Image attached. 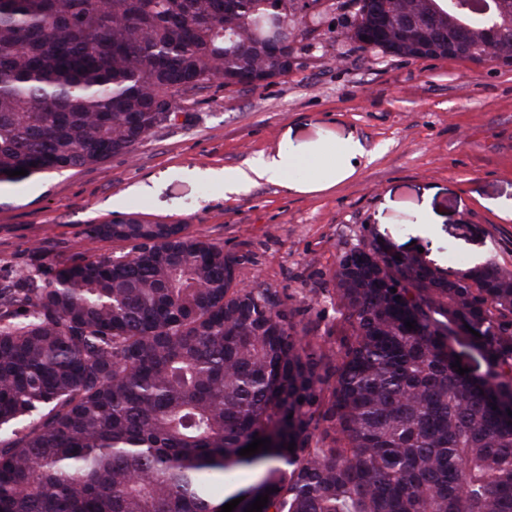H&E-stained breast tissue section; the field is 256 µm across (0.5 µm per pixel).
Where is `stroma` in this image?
<instances>
[{
    "instance_id": "stroma-1",
    "label": "stroma",
    "mask_w": 512,
    "mask_h": 512,
    "mask_svg": "<svg viewBox=\"0 0 512 512\" xmlns=\"http://www.w3.org/2000/svg\"><path fill=\"white\" fill-rule=\"evenodd\" d=\"M320 9L323 24L275 84L210 82L133 154L1 184L0 283L128 252L122 242L88 241L90 224H184L238 260L243 283L298 307L307 341L334 351L332 278L341 253L358 244L419 251L453 275L491 260L512 269V218L498 209L512 200V66L360 51L349 39V0H322ZM346 137L367 155L324 190L262 182L228 197L203 177L291 139ZM424 208L440 219L429 235L417 226Z\"/></svg>"
}]
</instances>
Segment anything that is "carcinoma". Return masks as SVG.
I'll return each mask as SVG.
<instances>
[{"instance_id": "obj_1", "label": "carcinoma", "mask_w": 512, "mask_h": 512, "mask_svg": "<svg viewBox=\"0 0 512 512\" xmlns=\"http://www.w3.org/2000/svg\"><path fill=\"white\" fill-rule=\"evenodd\" d=\"M469 2L351 0L350 40L472 62L487 42L511 66L490 30L512 0ZM319 3L0 0V183L133 153L166 125L159 104L273 68L270 15L304 41ZM86 235L131 252L0 287V512H221L210 482L259 468L262 512H512L511 269L452 279L354 246L333 353L182 224ZM255 436L269 449L239 455Z\"/></svg>"}]
</instances>
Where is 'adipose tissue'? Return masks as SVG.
I'll use <instances>...</instances> for the list:
<instances>
[{
	"label": "adipose tissue",
	"mask_w": 512,
	"mask_h": 512,
	"mask_svg": "<svg viewBox=\"0 0 512 512\" xmlns=\"http://www.w3.org/2000/svg\"><path fill=\"white\" fill-rule=\"evenodd\" d=\"M363 154L361 143L349 138L338 146L281 149L254 160L244 168L209 171L208 177L212 181L222 183L225 193L237 194L261 181L287 183L293 165L313 160L318 162L320 169L318 179L311 181L310 186L319 189L336 184L347 177L353 171L357 158Z\"/></svg>",
	"instance_id": "obj_1"
}]
</instances>
